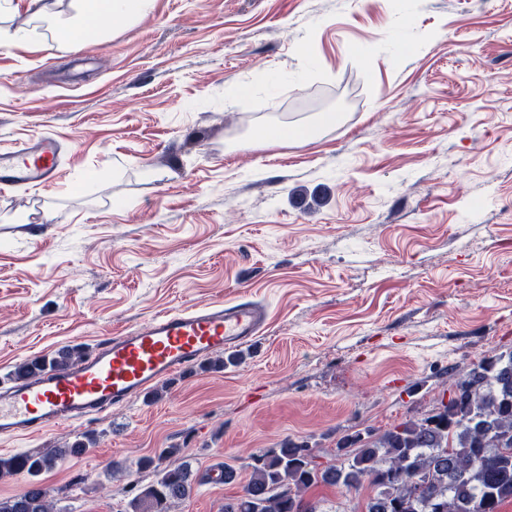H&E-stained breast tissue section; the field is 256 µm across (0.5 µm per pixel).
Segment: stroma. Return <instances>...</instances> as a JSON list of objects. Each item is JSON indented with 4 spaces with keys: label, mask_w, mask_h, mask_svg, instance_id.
<instances>
[{
    "label": "stroma",
    "mask_w": 512,
    "mask_h": 512,
    "mask_svg": "<svg viewBox=\"0 0 512 512\" xmlns=\"http://www.w3.org/2000/svg\"><path fill=\"white\" fill-rule=\"evenodd\" d=\"M68 2L0 14L31 34L0 48V149L65 148L56 183L0 187V377L200 301L269 318L238 363L0 439L9 457L96 434L41 474L55 512H132L170 447L193 475L171 512H223L262 450L423 415L451 370L512 350V0H153L63 42L34 13ZM221 464L236 482L209 484Z\"/></svg>",
    "instance_id": "obj_1"
}]
</instances>
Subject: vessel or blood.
<instances>
[{
    "label": "vessel or blood",
    "mask_w": 512,
    "mask_h": 512,
    "mask_svg": "<svg viewBox=\"0 0 512 512\" xmlns=\"http://www.w3.org/2000/svg\"><path fill=\"white\" fill-rule=\"evenodd\" d=\"M63 145L35 135L0 149V185L52 184ZM268 321L265 306L240 297L153 314L138 328L105 339L82 362L24 374L0 389V438H33L47 430L143 400L162 381L188 375L204 359L252 345Z\"/></svg>",
    "instance_id": "b4317fda"
}]
</instances>
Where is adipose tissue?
<instances>
[{"instance_id": "ef3b65f1", "label": "adipose tissue", "mask_w": 512, "mask_h": 512, "mask_svg": "<svg viewBox=\"0 0 512 512\" xmlns=\"http://www.w3.org/2000/svg\"><path fill=\"white\" fill-rule=\"evenodd\" d=\"M149 3L150 0H70L71 15L55 19L54 26L63 34L88 28L106 33L114 22L130 19Z\"/></svg>"}]
</instances>
